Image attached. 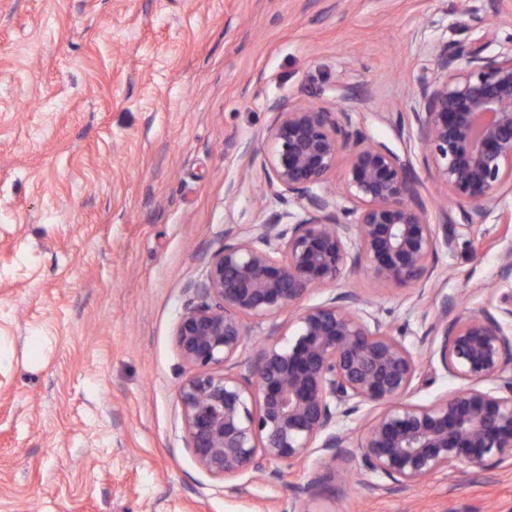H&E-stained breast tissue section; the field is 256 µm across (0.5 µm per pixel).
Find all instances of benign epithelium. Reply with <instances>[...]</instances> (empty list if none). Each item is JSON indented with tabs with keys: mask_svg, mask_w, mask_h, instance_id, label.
<instances>
[{
	"mask_svg": "<svg viewBox=\"0 0 512 512\" xmlns=\"http://www.w3.org/2000/svg\"><path fill=\"white\" fill-rule=\"evenodd\" d=\"M485 50H445L418 81L421 161L451 203L442 224L431 222L410 153L353 128L346 111L270 106L266 188L297 212L224 232L175 329L191 370L177 389L187 447L209 475L278 479L282 463L359 453L371 473L418 487L461 463L512 462V298L491 293L479 313L443 301L427 335L465 387L427 404L410 400L417 353L358 292L304 304L361 268L384 284L426 283L438 249L454 246L453 226L478 223L512 192V39ZM342 157L346 206L328 188ZM264 322L255 357L242 359L252 324ZM365 404L378 412L355 444L340 421Z\"/></svg>",
	"mask_w": 512,
	"mask_h": 512,
	"instance_id": "benign-epithelium-1",
	"label": "benign epithelium"
}]
</instances>
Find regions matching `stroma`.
I'll list each match as a JSON object with an SVG mask.
<instances>
[{"label": "stroma", "mask_w": 512, "mask_h": 512, "mask_svg": "<svg viewBox=\"0 0 512 512\" xmlns=\"http://www.w3.org/2000/svg\"><path fill=\"white\" fill-rule=\"evenodd\" d=\"M466 0H0V512H512V465L416 488L360 460L272 482L211 477L186 443L174 340L227 230L288 209L256 150L270 106L349 109L405 133L418 79L493 29ZM496 211L440 248L424 289L347 280L422 354L413 402L461 388L424 334L443 298L477 312L512 232Z\"/></svg>", "instance_id": "1"}]
</instances>
